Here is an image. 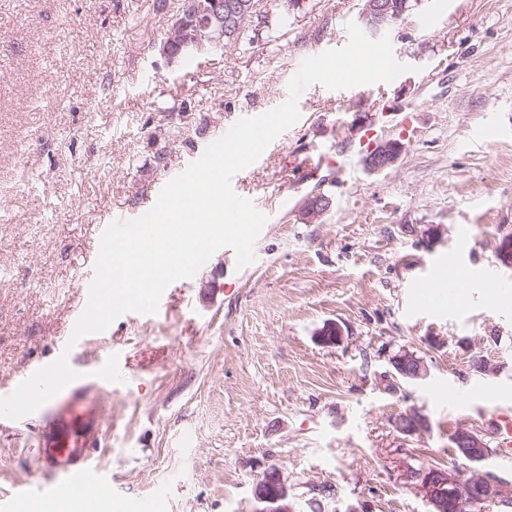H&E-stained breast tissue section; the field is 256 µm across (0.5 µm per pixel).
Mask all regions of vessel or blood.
I'll return each mask as SVG.
<instances>
[{
    "label": "vessel or blood",
    "mask_w": 512,
    "mask_h": 512,
    "mask_svg": "<svg viewBox=\"0 0 512 512\" xmlns=\"http://www.w3.org/2000/svg\"><path fill=\"white\" fill-rule=\"evenodd\" d=\"M120 378L111 360H103L47 403L50 427L41 438L39 467L49 477L48 490L37 499L23 490L14 492L5 512H58L61 500L106 488V479L92 466L87 451L91 433L101 426L99 408L90 394Z\"/></svg>",
    "instance_id": "vessel-or-blood-1"
}]
</instances>
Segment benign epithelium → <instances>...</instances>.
I'll list each match as a JSON object with an SVG mask.
<instances>
[{"mask_svg":"<svg viewBox=\"0 0 512 512\" xmlns=\"http://www.w3.org/2000/svg\"><path fill=\"white\" fill-rule=\"evenodd\" d=\"M360 18L364 28L373 36L384 33L406 20V11L399 9L393 0H362ZM402 151L397 141H384L366 155L364 165L373 172L393 166ZM319 341L325 345H336L342 340L341 328L329 322L318 332ZM402 369V375L422 379L427 368L422 359L414 353L403 350L392 358ZM395 427L402 433L414 434L427 428L426 418L417 411L408 412V419L396 418ZM457 452L471 463L487 456L486 444L478 434L461 429L452 437ZM419 488L423 497L432 507V512H448L449 506L462 500L478 512L485 510V504L492 502L505 505L512 501V485L494 479L489 473L473 470L466 475L457 468L433 470L429 475L419 473ZM253 496L258 504L257 512H294L288 486L279 468L272 466L257 478Z\"/></svg>","mask_w":512,"mask_h":512,"instance_id":"1","label":"benign epithelium"}]
</instances>
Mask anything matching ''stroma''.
<instances>
[{"label":"stroma","mask_w":512,"mask_h":512,"mask_svg":"<svg viewBox=\"0 0 512 512\" xmlns=\"http://www.w3.org/2000/svg\"><path fill=\"white\" fill-rule=\"evenodd\" d=\"M182 4L0 0V387L56 358L113 215H135L244 113L284 102L307 56L347 44L362 2L300 0L283 35L201 55L185 86L155 48ZM388 38L409 72L307 86L299 120L241 171L237 194L268 217L253 268L221 248L156 315L123 314L73 347L81 370L119 361L89 450L113 496L255 512L254 482L275 465L295 512H431L411 471L471 470L451 443L462 428L497 447L498 408L475 394L512 390V268L498 256L512 237V0H422ZM174 107L187 116L167 141ZM385 110L382 138L402 152L371 172L352 142ZM489 124L500 137L477 139ZM323 151L349 166L305 173ZM316 194L331 205L305 216ZM452 278L458 302L430 309L427 287ZM328 322L343 333L331 347L317 337ZM405 349L425 378L395 375ZM410 409L425 432L396 429ZM45 424L35 412L0 425V500L41 484Z\"/></svg>","instance_id":"stroma-1"}]
</instances>
